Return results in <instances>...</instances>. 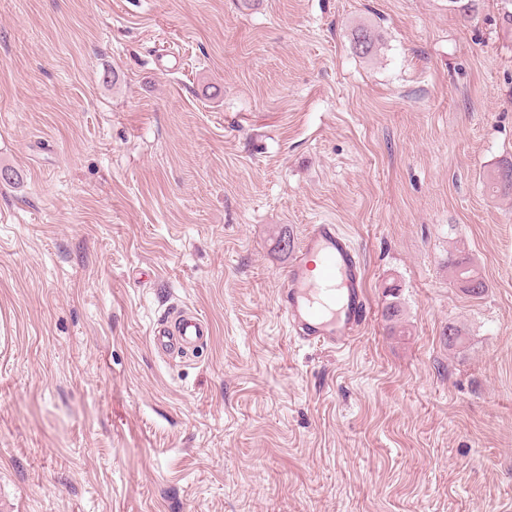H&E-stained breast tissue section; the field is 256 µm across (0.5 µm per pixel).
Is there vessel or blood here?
I'll return each mask as SVG.
<instances>
[{
  "label": "vessel or blood",
  "mask_w": 512,
  "mask_h": 512,
  "mask_svg": "<svg viewBox=\"0 0 512 512\" xmlns=\"http://www.w3.org/2000/svg\"><path fill=\"white\" fill-rule=\"evenodd\" d=\"M364 258L338 224L309 225L278 286V307L293 342L336 352L361 335L371 314ZM211 328L196 309L172 306L152 326L154 350L185 357L206 345Z\"/></svg>",
  "instance_id": "obj_1"
}]
</instances>
